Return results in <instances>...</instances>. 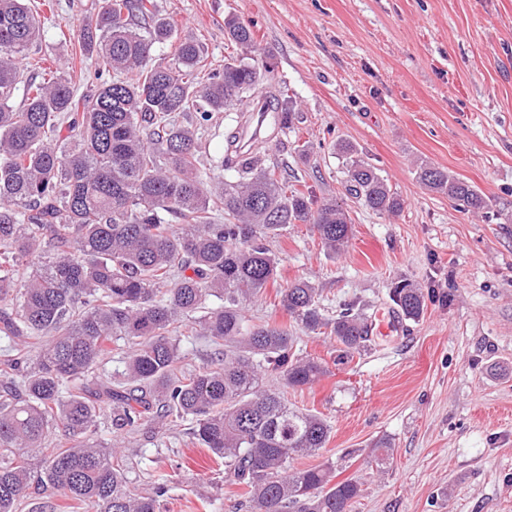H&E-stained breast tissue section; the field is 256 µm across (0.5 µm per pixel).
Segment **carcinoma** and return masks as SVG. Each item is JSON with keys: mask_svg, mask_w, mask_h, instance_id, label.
<instances>
[{"mask_svg": "<svg viewBox=\"0 0 512 512\" xmlns=\"http://www.w3.org/2000/svg\"><path fill=\"white\" fill-rule=\"evenodd\" d=\"M25 0H0V512H160L167 484L149 491L130 477L112 429L155 432L188 423L196 444L224 461V485L251 512H352L357 480H336L327 463L293 461L326 447L330 426L288 406L280 388L308 387L325 362L303 355L288 327L250 326L248 302L276 282L268 238L308 224L327 254L351 231L342 206L319 205L277 175L260 153H237L245 113L224 130L229 153L203 177L197 129L247 100L269 101L274 124L291 128L288 88L269 80L253 26L229 19L233 49L224 68L206 69L202 45L180 40L172 62L153 60L173 35L155 0H102L79 44L96 55L98 90L78 98L69 80H23L20 62L41 37ZM22 92L20 107L14 106ZM345 189L365 208L397 214L401 199L375 168L338 140ZM418 179L463 209L491 201L447 171L422 166ZM279 303L306 332L334 336L342 357L369 346L372 320L354 302L327 317L317 289L296 279ZM390 300L417 321L425 294L402 280ZM207 336L216 362L180 371L181 344ZM131 343L124 369L99 371L112 342ZM62 428L64 439L51 438Z\"/></svg>", "mask_w": 512, "mask_h": 512, "instance_id": "cac0c4a2", "label": "carcinoma"}]
</instances>
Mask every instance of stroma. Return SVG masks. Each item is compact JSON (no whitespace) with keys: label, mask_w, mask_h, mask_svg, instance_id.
Segmentation results:
<instances>
[{"label":"stroma","mask_w":512,"mask_h":512,"mask_svg":"<svg viewBox=\"0 0 512 512\" xmlns=\"http://www.w3.org/2000/svg\"><path fill=\"white\" fill-rule=\"evenodd\" d=\"M101 0H28L43 34L25 78L62 69L92 97L96 61L76 32L94 25ZM179 35L224 65V21L253 24L295 102L293 128L263 149L314 202L333 199L350 217L341 255L328 257L308 226H289L268 247L279 276L247 304L250 323L291 325L279 288L311 281L326 315L356 300L373 321L393 313L390 290L419 284L426 308L346 364L333 338L301 333L327 374L287 393L290 407L332 427L304 468L333 462L360 483L353 512H512V0H156ZM351 142L404 201L384 217L344 188L332 145ZM448 170L491 201L460 211L416 178L420 164ZM137 452L135 477L172 483L161 512H249L223 486V463L177 428L120 434ZM393 456L377 468L373 445Z\"/></svg>","instance_id":"35a3bbf8"}]
</instances>
